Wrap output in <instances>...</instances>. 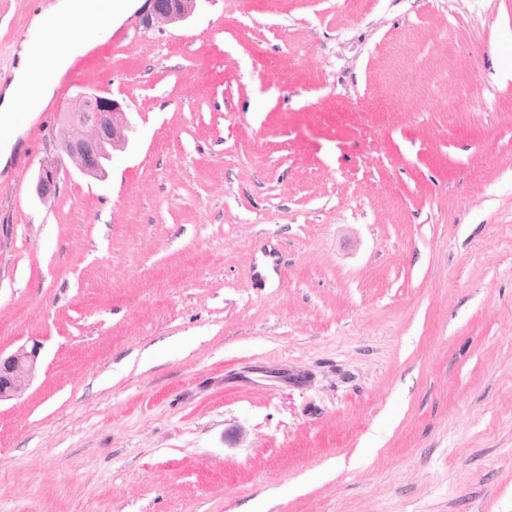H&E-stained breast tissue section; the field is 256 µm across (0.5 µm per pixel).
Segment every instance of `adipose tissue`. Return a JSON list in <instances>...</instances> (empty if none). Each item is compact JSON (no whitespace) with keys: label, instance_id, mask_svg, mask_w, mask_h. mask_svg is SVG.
Returning a JSON list of instances; mask_svg holds the SVG:
<instances>
[{"label":"adipose tissue","instance_id":"adipose-tissue-1","mask_svg":"<svg viewBox=\"0 0 512 512\" xmlns=\"http://www.w3.org/2000/svg\"><path fill=\"white\" fill-rule=\"evenodd\" d=\"M142 0H39L33 38L21 43L17 64L0 78V168L18 143L21 118L44 111L85 34L107 35L138 10Z\"/></svg>","mask_w":512,"mask_h":512}]
</instances>
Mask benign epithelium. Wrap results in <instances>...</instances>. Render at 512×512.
Masks as SVG:
<instances>
[{"instance_id": "obj_1", "label": "benign epithelium", "mask_w": 512, "mask_h": 512, "mask_svg": "<svg viewBox=\"0 0 512 512\" xmlns=\"http://www.w3.org/2000/svg\"><path fill=\"white\" fill-rule=\"evenodd\" d=\"M199 0H149L144 25L161 28L188 20ZM129 125L123 105L118 100L95 92L76 97L59 122L54 138L59 153L45 159L35 180L37 197L47 202L60 189L61 172L71 167L84 175L102 179L107 170L101 164L99 149L109 145L114 156L128 144ZM40 349L21 346L5 355L0 352V402L20 397L35 377Z\"/></svg>"}]
</instances>
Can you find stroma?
I'll return each mask as SVG.
<instances>
[{"label": "stroma", "instance_id": "stroma-1", "mask_svg": "<svg viewBox=\"0 0 512 512\" xmlns=\"http://www.w3.org/2000/svg\"><path fill=\"white\" fill-rule=\"evenodd\" d=\"M142 18L0 170V512H512V0ZM86 90L128 146L41 202ZM40 349L34 344L4 355L0 352V402L20 397L35 377Z\"/></svg>", "mask_w": 512, "mask_h": 512}]
</instances>
